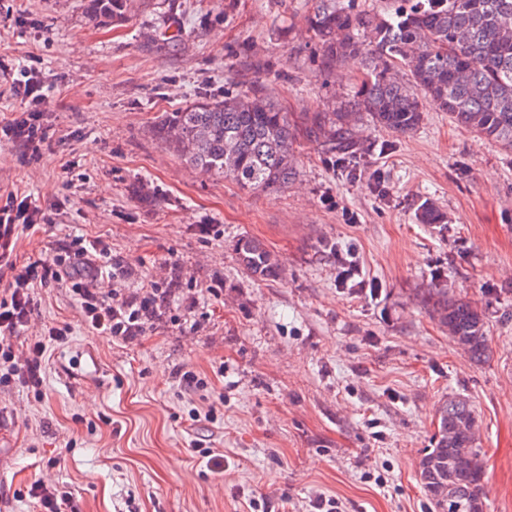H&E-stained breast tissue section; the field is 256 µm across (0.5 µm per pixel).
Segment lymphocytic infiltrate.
<instances>
[{
    "mask_svg": "<svg viewBox=\"0 0 512 512\" xmlns=\"http://www.w3.org/2000/svg\"><path fill=\"white\" fill-rule=\"evenodd\" d=\"M16 91L29 99L31 108L0 130L7 139L19 144L24 162L34 163L42 156L41 145L46 130L41 124L42 106L46 101L43 83L36 69H29ZM45 212L34 203L31 195L8 194L0 198V263L9 262L20 235L48 223ZM110 248L100 239L79 236L63 254L49 261H36L14 270L0 298V379L22 383L34 393H41L44 383L42 363L49 342L65 339V329L49 328L47 334L28 346L24 362H17L14 337L24 332L35 312L36 288L50 283L65 285L79 304L87 324L99 334L113 340L130 343L142 336L145 323L155 318L159 302L165 301L167 289L152 288L146 295L112 297L105 295L100 285L103 276L98 268Z\"/></svg>",
    "mask_w": 512,
    "mask_h": 512,
    "instance_id": "obj_1",
    "label": "lymphocytic infiltrate"
}]
</instances>
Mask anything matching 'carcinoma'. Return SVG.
<instances>
[{
  "label": "carcinoma",
  "mask_w": 512,
  "mask_h": 512,
  "mask_svg": "<svg viewBox=\"0 0 512 512\" xmlns=\"http://www.w3.org/2000/svg\"><path fill=\"white\" fill-rule=\"evenodd\" d=\"M131 0H85L86 14L104 24L126 17ZM307 30L327 69L359 56L361 76L330 112L313 113L309 139L328 153L363 150L356 137L366 118L398 135L415 132L430 99L449 120L512 152V0H410L384 17L355 13L341 0H314ZM156 47L181 48V32H162ZM156 140L175 146L187 163L229 179L243 189L276 196L297 175L293 144L298 135L288 112L261 85L221 100L198 99L154 121ZM417 220L442 224L443 212L422 203ZM238 264L255 279H277L282 267L260 240L236 243ZM429 314L475 363L490 357L485 311L477 303L448 297L445 288L425 295ZM437 431L418 462L417 480L430 512H484L485 470L478 449V423L461 398L441 402Z\"/></svg>",
  "instance_id": "carcinoma-1"
}]
</instances>
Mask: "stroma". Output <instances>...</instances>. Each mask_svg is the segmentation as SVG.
I'll list each match as a JSON object with an SVG mask.
<instances>
[{
    "label": "stroma",
    "instance_id": "1",
    "mask_svg": "<svg viewBox=\"0 0 512 512\" xmlns=\"http://www.w3.org/2000/svg\"><path fill=\"white\" fill-rule=\"evenodd\" d=\"M312 6L134 0L102 27L84 0H0V125L27 108L12 85L32 58L50 101L39 163L0 138V194H31L51 218L13 262L98 237L123 267L113 295L170 291L160 322L124 344L90 329L65 288L37 290L20 343L48 326L70 333L47 350L43 399L0 385V512H34L38 480L68 492L67 512H247L252 498L312 512L322 494L339 512H428L416 464L453 396L478 415L485 512H512V154L428 101L413 134L363 123L368 151L345 169L299 135L298 175L270 198L189 166L150 132L200 93L257 83L296 125L327 111L360 63L327 70L306 29ZM176 21L181 49L151 47ZM427 200L446 223L417 222ZM245 235L283 278L239 267ZM326 241L356 249L359 275L340 281ZM430 288L483 307L487 362L429 317ZM188 370L204 389L184 388Z\"/></svg>",
    "mask_w": 512,
    "mask_h": 512
}]
</instances>
